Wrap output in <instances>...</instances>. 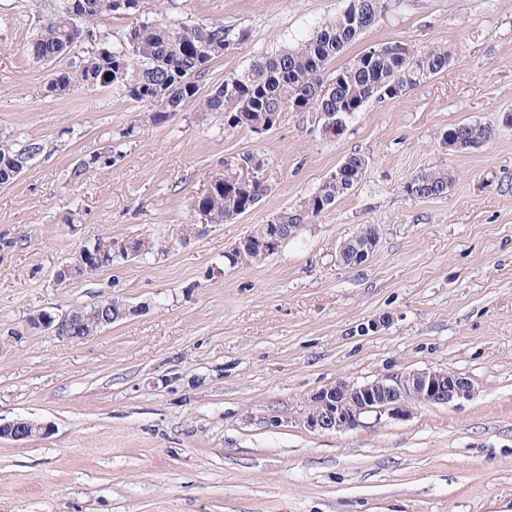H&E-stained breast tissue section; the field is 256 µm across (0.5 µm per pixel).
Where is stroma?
<instances>
[{
    "mask_svg": "<svg viewBox=\"0 0 512 512\" xmlns=\"http://www.w3.org/2000/svg\"><path fill=\"white\" fill-rule=\"evenodd\" d=\"M58 0H0V138L44 152L0 186V423L49 434L0 439V512H512V0H389L334 60L387 42L447 48V69L370 101L326 137L314 112L256 134L188 105L153 123L115 90L45 87L83 50L47 65L27 52ZM348 0H141L143 18L244 28L214 60L209 93L253 60L309 38ZM460 122L494 135L451 152ZM116 161L68 174L92 152ZM264 156L268 193L199 232L192 200L244 155ZM351 153L361 182L281 251L228 264L235 244L316 191ZM446 164L444 197L404 190ZM74 224H66V216ZM364 264L338 259L364 225ZM152 249L85 280L54 271L85 242ZM112 298L133 314L84 340L30 326ZM450 369L470 397L319 433L301 418L330 383ZM361 231L363 237L353 236L343 241L339 247V255H346L351 258L352 264L357 266L365 263L375 251L379 239L378 230L374 225H365ZM367 237V238H365ZM369 237V238H368Z\"/></svg>",
    "mask_w": 512,
    "mask_h": 512,
    "instance_id": "obj_1",
    "label": "stroma"
}]
</instances>
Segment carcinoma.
Segmentation results:
<instances>
[{"instance_id":"cac0c4a2","label":"carcinoma","mask_w":512,"mask_h":512,"mask_svg":"<svg viewBox=\"0 0 512 512\" xmlns=\"http://www.w3.org/2000/svg\"><path fill=\"white\" fill-rule=\"evenodd\" d=\"M363 23L353 27L345 12L322 26L316 34L295 48L261 57L245 70L224 78L204 98H199L200 82L213 60L239 48L249 39L246 29L224 26L219 20L194 24L164 25L156 20L138 19L131 23L116 44L98 42L84 51L73 69L54 73L47 92L62 96L71 87L82 84L111 88L125 98L146 107L156 124L167 122L183 107L196 100L207 112H222L233 129L258 132L270 117L284 112L321 114L322 131L332 136V121L346 122L373 99H396L419 84L426 76L448 67L450 54L443 47H416L406 43L405 55L392 52L386 43L364 50L329 79L326 69L346 46L375 26L385 10V0H367ZM84 10L72 14L67 0L50 17L39 21L28 53L41 62H53L93 38V28L104 15L124 12L117 0H83ZM395 84V93L381 91ZM492 136L486 126L473 123L454 125L443 133V140L483 144ZM44 152L38 141L13 143L0 141V185L16 178L19 163ZM116 160L113 151L99 152L79 161L70 173L78 181L88 169ZM243 161L248 171L227 170L212 180L210 189L193 201L200 222L222 224L246 213L267 194L261 176L262 156L249 153ZM368 161L360 154H349L340 163L344 180L327 179L299 205L278 213L274 224H303L332 207L362 179ZM452 183L442 167L421 171L410 178L414 196L440 198ZM100 240L88 242L70 258L72 262L91 263L93 272L112 266V259L100 257Z\"/></svg>"}]
</instances>
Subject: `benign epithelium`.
Segmentation results:
<instances>
[{
	"mask_svg": "<svg viewBox=\"0 0 512 512\" xmlns=\"http://www.w3.org/2000/svg\"><path fill=\"white\" fill-rule=\"evenodd\" d=\"M297 227L282 224H269L266 228L265 244L270 250L277 249L285 237L294 235ZM378 241L373 238L353 236L343 241L339 254L351 258L352 263L361 265L373 254ZM130 258L140 254L137 242L123 240L109 241L102 251ZM69 282H79L88 277L90 268L77 264H64L61 267ZM80 323V316L68 313L55 324L40 317L39 327L52 331L56 337L74 339L71 329ZM472 387L466 378L452 370L413 371L395 377H381L362 384H351L339 380L318 390L310 400L308 411L303 416L304 425L318 432H343L353 430L363 424V419L372 416L376 420L404 419L411 415L418 404H448L471 395ZM47 431L32 427L24 421L0 424V438L13 441L26 440Z\"/></svg>",
	"mask_w": 512,
	"mask_h": 512,
	"instance_id": "obj_1",
	"label": "benign epithelium"
}]
</instances>
